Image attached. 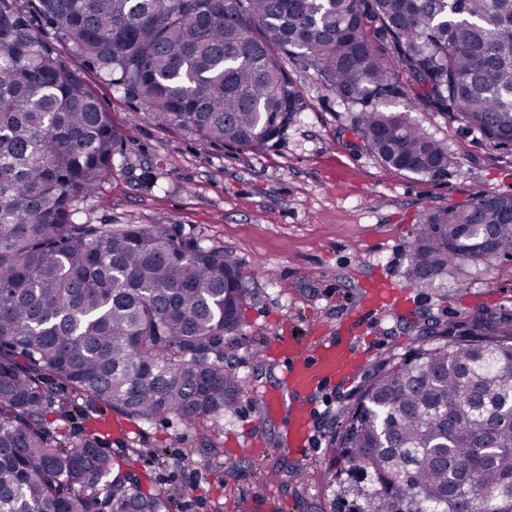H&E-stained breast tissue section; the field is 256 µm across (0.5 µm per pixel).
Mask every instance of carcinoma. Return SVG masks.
Segmentation results:
<instances>
[{
	"instance_id": "carcinoma-1",
	"label": "carcinoma",
	"mask_w": 512,
	"mask_h": 512,
	"mask_svg": "<svg viewBox=\"0 0 512 512\" xmlns=\"http://www.w3.org/2000/svg\"><path fill=\"white\" fill-rule=\"evenodd\" d=\"M74 56L157 125L252 149L302 110L288 59L360 107L355 130L386 166L440 177L452 158L418 106L512 146V0H0V512H177L144 489L136 449L116 467L48 409L70 390L133 420L219 425L244 389L224 359L254 274L156 224L79 220L121 134ZM408 253L421 285L468 255L494 267L512 254V198L430 212ZM511 407V321L415 338L342 411L330 512H512Z\"/></svg>"
}]
</instances>
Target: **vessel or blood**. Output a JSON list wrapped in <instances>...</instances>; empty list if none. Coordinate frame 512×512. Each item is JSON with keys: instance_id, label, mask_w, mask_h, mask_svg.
Listing matches in <instances>:
<instances>
[{"instance_id": "vessel-or-blood-1", "label": "vessel or blood", "mask_w": 512, "mask_h": 512, "mask_svg": "<svg viewBox=\"0 0 512 512\" xmlns=\"http://www.w3.org/2000/svg\"><path fill=\"white\" fill-rule=\"evenodd\" d=\"M284 363L283 391L267 396L268 412H279L283 395H291L297 405L285 426V438L292 446H305L312 439V420L307 401L324 385L332 383L352 369L356 352L340 341H330L308 350L296 338L282 337L274 346Z\"/></svg>"}]
</instances>
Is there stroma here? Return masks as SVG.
<instances>
[{"instance_id":"stroma-1","label":"stroma","mask_w":512,"mask_h":512,"mask_svg":"<svg viewBox=\"0 0 512 512\" xmlns=\"http://www.w3.org/2000/svg\"><path fill=\"white\" fill-rule=\"evenodd\" d=\"M73 67L98 96L124 135L112 175L83 205L95 224H159L170 234L220 247L243 269L255 271L253 299L230 353L246 386L208 442L174 417L126 423V436H107L113 460L128 449L145 488L178 492V512H327L330 492L321 473L332 453L331 435L357 375L328 384L309 411L316 441L304 455L281 447L285 413L265 411L267 395L282 387L276 359L254 351L281 336L310 347L328 339L354 341L369 369L404 353L411 337L493 312L512 318V260L494 269L466 265L454 279L429 287L408 278L407 243L430 211L488 190L512 197V150H496L463 124L431 110L413 117L444 142L452 157L447 175L423 177L385 166L354 132L355 110L338 104L313 72L288 70L303 110L277 140L259 149L207 144L196 135L156 125L140 101L117 92L81 59ZM396 289L363 326L352 328L372 280ZM60 431L81 438L122 419L80 396L50 413ZM257 447H248L249 438ZM302 469L303 484L289 482Z\"/></svg>"}]
</instances>
